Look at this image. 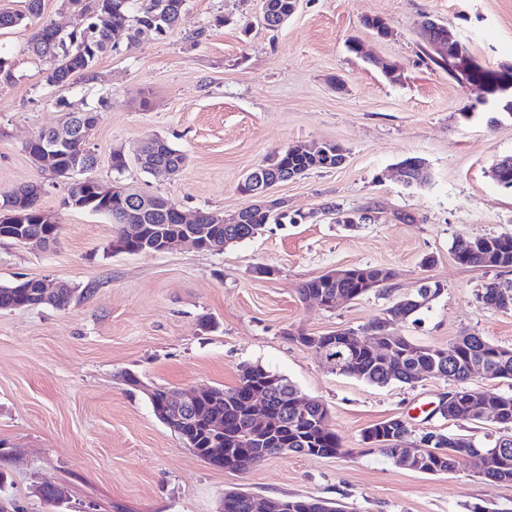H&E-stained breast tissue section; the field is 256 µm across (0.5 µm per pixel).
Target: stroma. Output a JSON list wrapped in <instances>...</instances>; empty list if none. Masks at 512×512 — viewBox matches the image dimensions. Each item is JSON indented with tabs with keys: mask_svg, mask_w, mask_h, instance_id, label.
I'll return each mask as SVG.
<instances>
[{
	"mask_svg": "<svg viewBox=\"0 0 512 512\" xmlns=\"http://www.w3.org/2000/svg\"><path fill=\"white\" fill-rule=\"evenodd\" d=\"M263 0H187L165 36L103 55L92 81L52 86L46 62L31 54L32 26L0 31V56L14 64L0 78V193L41 181L39 204L60 226L50 249L0 240V285L22 278L64 281L81 297L0 310V504L7 512H217L225 490L255 498L311 497L346 512H512V483L484 480L476 463L427 475L396 466L361 442L388 418L405 420L412 441L442 432L483 442L501 433L493 419L451 420L434 409L455 383L427 378L376 386L328 370L294 333L361 329L414 293L421 279L443 290L396 330L415 343L445 347L474 332L512 347V311L478 300L487 283L512 272L460 265L458 237L512 234V188L492 176L512 155V113L484 103L427 58L419 23L429 16L489 69L512 64V0H297L278 30L261 23ZM379 17L378 37L364 25ZM367 57L349 50L351 39ZM396 65L390 81L381 63ZM111 97L88 138L111 184L110 154L134 157L150 136L187 157L176 176L130 166L127 183L168 197L184 211L232 217L251 205L238 184L274 152L295 144L336 143V168L274 187L294 224H270L220 251L187 246L157 255L115 254L109 218L64 203L25 151L66 112ZM422 158L430 179L408 187L398 164ZM365 212L367 224H340L327 205ZM432 265H423L424 256ZM274 266L273 277L254 274ZM384 267L386 289L332 310L302 301L301 285L328 270ZM216 322L203 331L201 316ZM259 363L321 399L350 455L280 454L244 472L198 458L156 419L134 373L152 387L206 384L232 390L238 368ZM64 488L67 502L46 505L36 489Z\"/></svg>",
	"mask_w": 512,
	"mask_h": 512,
	"instance_id": "obj_1",
	"label": "stroma"
}]
</instances>
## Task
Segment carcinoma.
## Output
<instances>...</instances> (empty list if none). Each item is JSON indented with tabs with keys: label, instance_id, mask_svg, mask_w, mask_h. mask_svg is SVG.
<instances>
[{
	"label": "carcinoma",
	"instance_id": "cac0c4a2",
	"mask_svg": "<svg viewBox=\"0 0 512 512\" xmlns=\"http://www.w3.org/2000/svg\"><path fill=\"white\" fill-rule=\"evenodd\" d=\"M186 5V0H101L99 15L90 19L87 26L75 33H60L50 23L41 21L42 0H26L25 11H0V30L12 28L23 23L34 25V32L30 39V51L40 59L51 62L47 70L45 81L49 85H59L70 82L73 78L91 79L94 76V67L97 60L113 48L116 35L125 33L128 43L134 44L144 39L145 33L150 37L158 38L173 30ZM265 10L262 11V23L273 30L278 27L279 21L289 17L293 12L295 0H265ZM512 72V64L500 66L497 70L483 69L475 73V79L483 82L492 102L503 105L507 111L512 110V89L508 88L503 79V72ZM91 129L64 145L59 150V164L74 168L84 160L90 158L98 161L96 155H86L88 152L87 138ZM153 146L148 161L139 165L142 172L154 174L155 167L164 165L176 169L185 163V155L166 139L155 136L152 138ZM326 158L310 154L303 146H290L286 150L275 153L267 161L257 166V169L270 168L279 172H295L302 176L312 170L325 169ZM112 171L119 175L114 180L118 192L123 197L112 204L97 202L86 207V210L107 216L112 223L118 226V232L112 240V246H120L122 250L131 247L139 248L141 244L127 238L126 225L139 224L144 228L146 235L158 237L160 235H175L185 232L189 225L180 223L178 214L172 202L169 206L151 215L139 211L136 200V190L127 186L120 179L129 166L120 151H112L110 158ZM417 183H425L429 179L425 162L419 157H407L402 160ZM79 179L75 180L67 189L65 204H70L75 198L81 199L90 196L91 186L87 183L85 171L78 170ZM245 218L243 224H212L211 212H198V223L209 228L208 243L210 250L217 251L224 248V239L235 238L242 242L251 239L250 227L263 224H282L288 220L287 210L283 202L278 201L271 206L257 202L242 210ZM453 253L466 255L472 258L474 264L491 268L506 270L512 267V243L497 240L495 237L459 238L453 244ZM365 266L356 267L354 276L335 285H328L323 278L316 277L305 282L300 288V296L308 300L312 295H328L341 288L352 298L362 297L372 291L368 283L363 281ZM349 362L343 375L357 378L370 384L385 386L394 382L412 384L411 371L416 365L429 367L433 362L445 356V360L452 363L455 372V381L459 388L455 394L469 393L473 388L468 386L472 380L470 363L473 359H484L486 369L494 379L512 380V348L494 345L483 337L469 336L467 339H455L446 347H432L419 345L409 340L395 351L393 361L384 365L377 354L368 347H359L349 343ZM240 381L246 382L242 388H236L233 393L236 399L226 403L222 399L224 389L215 388L220 399L213 402H204V409H212L224 416V443L225 447L234 449L232 453L231 469L247 471L255 466V458L270 457L282 453L283 444L281 428L290 429L288 433V452L305 455L310 449L318 448L327 456H345L350 450L343 447L341 438L329 424L317 421L308 426L302 435L291 432L294 428L292 418L286 415L285 400L279 399L271 402V429L268 443L261 448L249 447L238 442V434L244 424L247 400L257 387L269 389L274 381L284 384L288 389L286 396L293 397L301 390L284 376L273 372L260 364H244L240 367ZM395 427V423L387 419L379 422L362 433V443L371 449L378 450L390 460H395L396 449L393 442L388 440V433ZM192 445L193 452L202 460H207L206 452L214 447L212 436L207 426L196 422L182 430ZM432 440L431 447L439 449L430 462L435 467L453 472L459 468L460 459L470 453L478 444L465 445L443 433L425 434L420 441ZM482 477L488 481L512 482V449L498 457L493 467L485 471ZM250 495L238 490L224 492V512H250ZM288 506L291 512H344L337 503L314 498H290Z\"/></svg>",
	"mask_w": 512,
	"mask_h": 512
}]
</instances>
